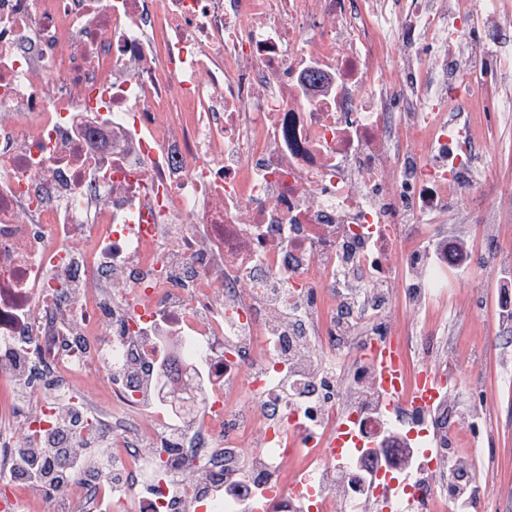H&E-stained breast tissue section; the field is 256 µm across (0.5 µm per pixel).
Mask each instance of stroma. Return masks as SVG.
Masks as SVG:
<instances>
[{"instance_id": "35a3bbf8", "label": "stroma", "mask_w": 512, "mask_h": 512, "mask_svg": "<svg viewBox=\"0 0 512 512\" xmlns=\"http://www.w3.org/2000/svg\"><path fill=\"white\" fill-rule=\"evenodd\" d=\"M481 149L493 161V176L512 181V117L491 114ZM505 304L512 306V292L501 293L473 263L457 270L447 299L429 322L448 339L449 363L462 366L452 401L477 408L486 421L489 434L480 440V454L471 455L464 446L458 455L485 484L494 512H512V381L502 374L512 359V323L498 319Z\"/></svg>"}]
</instances>
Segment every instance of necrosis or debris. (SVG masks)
<instances>
[{
  "instance_id": "obj_1",
  "label": "necrosis or debris",
  "mask_w": 512,
  "mask_h": 512,
  "mask_svg": "<svg viewBox=\"0 0 512 512\" xmlns=\"http://www.w3.org/2000/svg\"><path fill=\"white\" fill-rule=\"evenodd\" d=\"M491 112H512V0H0V380L12 350L32 368L26 404L0 399V512L56 508L19 496L6 427L54 432L50 381L84 414L72 440L111 431L113 512H486L449 470L459 421L476 439L484 418L451 403L454 373L412 403L444 349L378 288L432 311L441 208L512 198L468 181ZM269 303L302 314L274 324ZM164 320L190 420L171 436L141 413ZM381 340L404 368L392 410ZM213 361L232 384H196ZM242 467L256 492L217 493ZM176 468L209 482L172 496Z\"/></svg>"
}]
</instances>
